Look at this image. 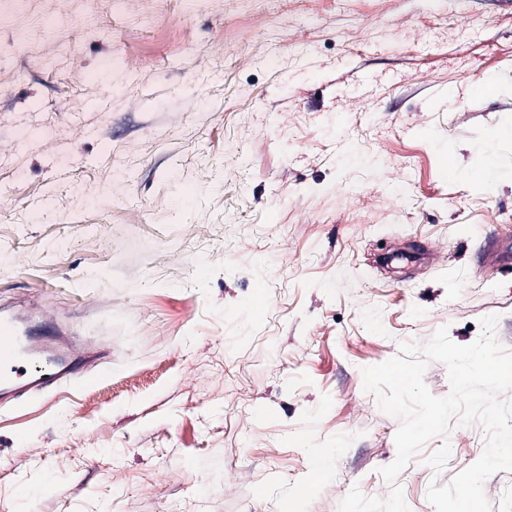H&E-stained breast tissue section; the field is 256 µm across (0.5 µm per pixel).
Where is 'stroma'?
I'll list each match as a JSON object with an SVG mask.
<instances>
[{"label":"stroma","instance_id":"stroma-1","mask_svg":"<svg viewBox=\"0 0 512 512\" xmlns=\"http://www.w3.org/2000/svg\"><path fill=\"white\" fill-rule=\"evenodd\" d=\"M49 2L0 27V305L112 361L0 412V512L386 499L363 368L493 314L512 348V0H66L46 31ZM484 446L429 441L409 512Z\"/></svg>","mask_w":512,"mask_h":512}]
</instances>
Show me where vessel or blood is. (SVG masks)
Returning a JSON list of instances; mask_svg holds the SVG:
<instances>
[{"label":"vessel or blood","mask_w":512,"mask_h":512,"mask_svg":"<svg viewBox=\"0 0 512 512\" xmlns=\"http://www.w3.org/2000/svg\"><path fill=\"white\" fill-rule=\"evenodd\" d=\"M108 357L104 347L85 345L50 319L32 328L1 313L0 406L36 402L59 387L78 384Z\"/></svg>","instance_id":"vessel-or-blood-1"}]
</instances>
